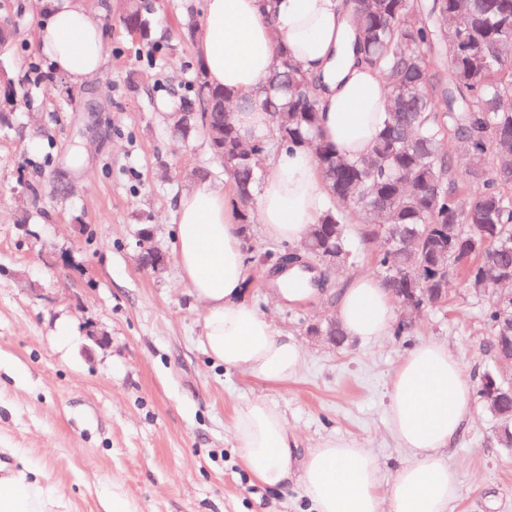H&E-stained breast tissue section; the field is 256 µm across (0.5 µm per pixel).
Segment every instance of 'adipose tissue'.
Listing matches in <instances>:
<instances>
[{
	"label": "adipose tissue",
	"instance_id": "1",
	"mask_svg": "<svg viewBox=\"0 0 512 512\" xmlns=\"http://www.w3.org/2000/svg\"><path fill=\"white\" fill-rule=\"evenodd\" d=\"M206 0L197 53L211 84L233 95L234 119L247 134L267 132L268 114L249 107L284 50L320 82L319 132L346 158L367 154L381 130L387 89L358 59L355 27L343 0ZM45 15L35 45L58 72L80 83L101 73L104 34L84 0H39ZM258 189V220L273 239L298 242L325 203L317 159L304 146L282 148ZM175 252L181 276L203 304L200 342L215 362L266 383L294 376L303 349L246 298V265L231 193L205 182L176 208ZM336 316L345 335L371 340L397 324L395 300L376 277L342 288ZM471 388L456 357L436 342L410 348L389 385V422L411 462L396 471L388 495L369 449L328 439L299 453L286 418L267 399L238 405L235 449L251 479L272 490L301 474L308 512H448L459 494L457 470L443 455L471 415ZM51 490L35 471L0 478V512H49Z\"/></svg>",
	"mask_w": 512,
	"mask_h": 512
}]
</instances>
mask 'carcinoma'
I'll return each instance as SVG.
<instances>
[{"label":"carcinoma","instance_id":"1","mask_svg":"<svg viewBox=\"0 0 512 512\" xmlns=\"http://www.w3.org/2000/svg\"><path fill=\"white\" fill-rule=\"evenodd\" d=\"M357 25L363 59L386 83L384 128L370 152L345 158L318 131L319 83L287 52L276 59L252 105L268 112L273 129L244 137L235 121L222 122L211 106L231 94L208 83L204 63L180 95L182 139L203 129L224 144L226 176L241 224L251 223L266 158L278 147L315 150L326 193L313 253L336 252L349 265L348 225L380 216L374 267L385 285L430 288L446 272L464 287L512 281V63L501 49L512 44V0H345ZM156 0H127L124 27L154 44ZM409 238L398 244L392 238ZM492 339L512 336L497 305L482 312ZM499 400L485 377L478 402L498 423L497 442L512 447V425L494 408L512 405V390Z\"/></svg>","mask_w":512,"mask_h":512}]
</instances>
